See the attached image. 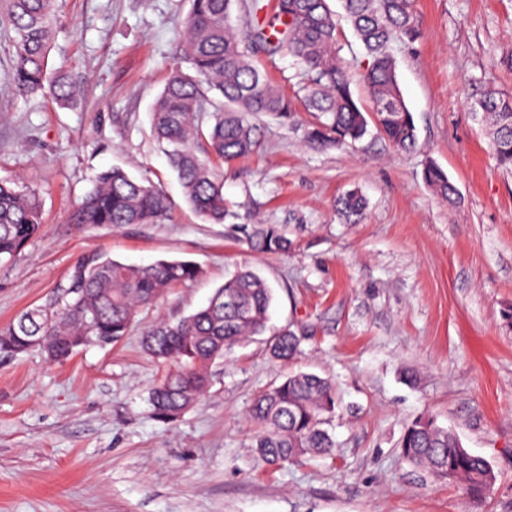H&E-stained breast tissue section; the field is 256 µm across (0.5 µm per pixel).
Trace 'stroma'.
<instances>
[{"mask_svg": "<svg viewBox=\"0 0 512 512\" xmlns=\"http://www.w3.org/2000/svg\"><path fill=\"white\" fill-rule=\"evenodd\" d=\"M190 8L59 0L50 62L80 80L74 107L15 96L0 35V178L34 190L42 216L40 235L0 266V327L43 304L87 248L204 270L140 312L118 343L61 363L37 349L0 358V512H512V172L465 98L472 83L512 93V0H415L421 34L392 48L413 151L375 132L319 151L303 138L312 114L256 117L260 144L224 166V198L236 223L287 226L291 249L269 254L194 215L151 131L180 63L173 31ZM431 161L456 185L455 206L425 183ZM112 165L160 186L169 221L73 223ZM355 188L368 205L347 224L335 203ZM245 266L274 292L269 332L304 334L300 358L272 359L262 335L239 342L195 406L159 420L149 393L162 369L143 331L192 313ZM294 367L332 380L336 448L266 466L250 409ZM420 416L490 463L483 502L401 458L404 429Z\"/></svg>", "mask_w": 512, "mask_h": 512, "instance_id": "stroma-1", "label": "stroma"}]
</instances>
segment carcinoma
<instances>
[{
  "mask_svg": "<svg viewBox=\"0 0 512 512\" xmlns=\"http://www.w3.org/2000/svg\"><path fill=\"white\" fill-rule=\"evenodd\" d=\"M367 61L363 81L372 103L376 129L396 149L417 142L412 113L397 81L394 41L420 35L414 0H340ZM245 22L233 25L234 9ZM58 0H6L10 31L8 72L20 97L47 95L73 106L80 91L71 75L48 69L55 36ZM336 13L328 0H192L177 32L179 52L193 69L177 68L153 108V131L165 145L170 168L184 197L206 224H222L231 212L224 201L222 164L251 153L258 144L251 117L288 118L294 102L260 68V57L286 52L300 66L299 97L316 121L304 133L312 148L354 144L368 134V120L351 90V67L337 55ZM467 105L487 131L498 164L512 171V95L474 86ZM424 180L441 200L457 203L458 191L448 174L433 162ZM336 208L350 224L359 223L366 200L357 191L338 198ZM171 210L168 196L149 179H136L120 167L100 171L94 188L77 206V224H160ZM35 192L0 179V264L10 261L41 232ZM236 229L257 253L290 249L280 224H238ZM203 275L191 261L157 260L126 264L101 248L83 250L64 282L44 304L19 314L0 328V355L31 350L30 339L44 336L47 360L61 362L90 344H114L125 338L138 311L155 306L171 288ZM272 289L254 271L242 269L215 290L206 305L175 320H161L144 333L143 346L167 369L150 393L155 415L174 421L197 404L210 386V369L224 350L266 330ZM303 337L284 330L271 339L270 355L289 361L301 353ZM330 381L315 373L296 372L261 394L251 417L259 430L254 448L261 462L277 465L306 454H328L335 447L325 428L335 409ZM401 455L435 476L451 478L475 502L485 498L496 475L488 461L463 448L457 436L421 416L406 428Z\"/></svg>",
  "mask_w": 512,
  "mask_h": 512,
  "instance_id": "obj_1",
  "label": "carcinoma"
}]
</instances>
